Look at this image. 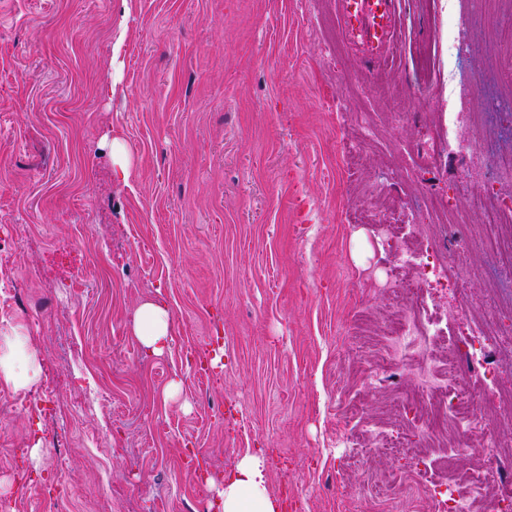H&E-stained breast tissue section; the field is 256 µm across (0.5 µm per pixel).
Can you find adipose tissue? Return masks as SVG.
Here are the masks:
<instances>
[{
  "instance_id": "ef3b65f1",
  "label": "adipose tissue",
  "mask_w": 512,
  "mask_h": 512,
  "mask_svg": "<svg viewBox=\"0 0 512 512\" xmlns=\"http://www.w3.org/2000/svg\"><path fill=\"white\" fill-rule=\"evenodd\" d=\"M171 316L158 300L144 302L138 309L133 331L152 355L163 354L170 339ZM41 364L22 328L0 336V379L23 389L37 383ZM221 512H278V503L265 485L263 469L257 458L239 462L219 490Z\"/></svg>"
}]
</instances>
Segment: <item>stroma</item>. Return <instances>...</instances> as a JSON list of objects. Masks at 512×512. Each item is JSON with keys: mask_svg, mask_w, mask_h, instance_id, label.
<instances>
[{"mask_svg": "<svg viewBox=\"0 0 512 512\" xmlns=\"http://www.w3.org/2000/svg\"><path fill=\"white\" fill-rule=\"evenodd\" d=\"M495 10L405 0L401 51L370 73L335 0H0V225L18 232L0 242L16 283L0 335L23 327L43 367L25 390L0 380V498L18 512H213L251 455L282 512H431L403 488L371 497L413 461L351 443L388 428L410 385L372 370L388 264L370 215L428 224L472 269L464 297L431 295L449 335L465 330L500 277L477 202L512 153L499 25L512 0ZM452 72L485 105L478 170L441 137ZM434 196L459 223L428 220ZM152 299L171 314L159 357L131 331ZM185 346L208 377L182 365ZM492 357L502 375L483 379L466 354L454 381L512 448L499 407L512 335ZM48 388L68 415L22 406ZM131 167V160L129 154L122 144L117 139H112V170L116 178L126 180L129 175V169Z\"/></svg>", "mask_w": 512, "mask_h": 512, "instance_id": "obj_1", "label": "stroma"}]
</instances>
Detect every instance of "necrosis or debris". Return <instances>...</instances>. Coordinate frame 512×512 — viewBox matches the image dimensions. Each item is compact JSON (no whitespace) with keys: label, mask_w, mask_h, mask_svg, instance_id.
<instances>
[{"label":"necrosis or debris","mask_w":512,"mask_h":512,"mask_svg":"<svg viewBox=\"0 0 512 512\" xmlns=\"http://www.w3.org/2000/svg\"><path fill=\"white\" fill-rule=\"evenodd\" d=\"M471 99L469 89L453 85L448 96V146L473 155V165L478 168L482 160L473 154L472 139L457 132L459 125L475 123V114L469 109ZM511 223L512 196L492 195L482 212V226L489 232L485 245L512 274V235L504 238L497 233L498 227ZM374 226L393 262L387 291L390 303L381 326L384 343L377 352L374 372L387 378L407 372L412 377L410 391L401 393L393 408L394 429L374 434L375 451L386 455L426 447L439 462L444 488L433 491L434 478L422 469L409 487L430 495L434 512H512V496L496 501L489 498L504 476L494 427L476 419L474 394L453 384L458 358L471 343L465 339L449 342L447 320L433 314L427 304V277L459 290L468 272L463 265L449 263L440 248H428L422 233L405 237L400 225L381 220ZM453 431L466 433L481 448L477 469L457 466L449 437Z\"/></svg>","instance_id":"4bbe7bcc"}]
</instances>
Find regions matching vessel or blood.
Returning <instances> with one entry per match:
<instances>
[{"label":"vessel or blood","instance_id":"vessel-or-blood-1","mask_svg":"<svg viewBox=\"0 0 512 512\" xmlns=\"http://www.w3.org/2000/svg\"><path fill=\"white\" fill-rule=\"evenodd\" d=\"M398 0H338L345 32L366 48V67L392 63L397 49Z\"/></svg>","mask_w":512,"mask_h":512}]
</instances>
